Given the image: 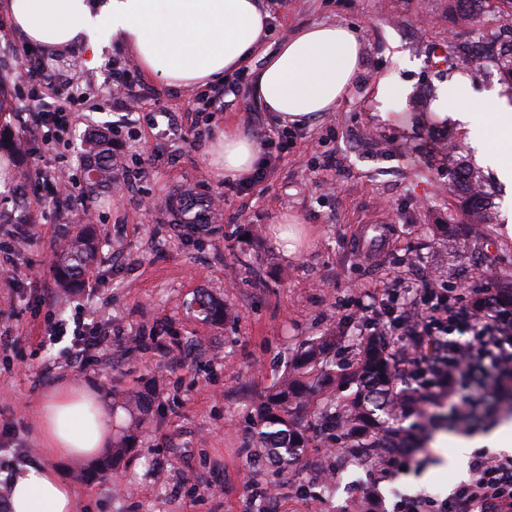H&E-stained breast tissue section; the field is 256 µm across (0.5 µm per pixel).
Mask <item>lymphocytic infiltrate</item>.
I'll return each instance as SVG.
<instances>
[{"instance_id": "lymphocytic-infiltrate-1", "label": "lymphocytic infiltrate", "mask_w": 512, "mask_h": 512, "mask_svg": "<svg viewBox=\"0 0 512 512\" xmlns=\"http://www.w3.org/2000/svg\"><path fill=\"white\" fill-rule=\"evenodd\" d=\"M78 100L45 83L29 109L39 154H46L68 125ZM362 312L375 314L377 330L396 337L399 368L420 404L447 402L458 421L475 403L512 397V313L493 304L461 306L450 289L436 282L415 287L389 284L366 290ZM470 477L448 497H399L392 512H512V456L474 452Z\"/></svg>"}]
</instances>
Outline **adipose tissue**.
<instances>
[{"mask_svg": "<svg viewBox=\"0 0 512 512\" xmlns=\"http://www.w3.org/2000/svg\"><path fill=\"white\" fill-rule=\"evenodd\" d=\"M26 41L47 50L79 47L94 57L103 38L120 40L150 77L174 89L223 81L225 74L254 67L252 95L263 110L284 125H303L333 111L360 72L361 43L352 29L333 24L304 27L268 48L269 14L261 0H5ZM435 117L461 124L469 135L492 127L501 147L512 148V107L465 103L448 82L434 104ZM226 177L251 175L259 142L240 130L219 140ZM47 464L18 469L11 482L8 512H75L69 482L52 467L60 458L88 461L112 439V413L99 392L64 383L48 393L36 415Z\"/></svg>", "mask_w": 512, "mask_h": 512, "instance_id": "adipose-tissue-1", "label": "adipose tissue"}]
</instances>
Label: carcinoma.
Masks as SVG:
<instances>
[{
	"label": "carcinoma",
	"instance_id": "carcinoma-1",
	"mask_svg": "<svg viewBox=\"0 0 512 512\" xmlns=\"http://www.w3.org/2000/svg\"><path fill=\"white\" fill-rule=\"evenodd\" d=\"M477 2L483 0H452V15L461 23H475L478 12L474 4ZM486 62L497 69L512 89V47L488 57ZM0 154L19 169L26 165L19 138L14 134L0 132ZM116 155L112 133L97 129L86 136L80 168L87 199L93 200L116 185L119 180L113 165ZM451 181L458 199L457 223L465 225L469 231L491 223V194L486 190L481 172L467 164L462 155L451 173ZM161 206L173 216L175 225L188 234L205 230L221 220L209 199L189 185L175 189L161 201ZM77 228L53 256L56 281L68 292L84 285L99 252L93 225L79 224ZM195 305L198 314L215 324L224 323L232 314V308L224 301L206 293L196 297ZM335 345L334 331L303 343L288 369L269 388L259 405L256 414L258 447L285 466L294 464L305 447V428L295 420V414L309 408L326 430L346 432L354 439L356 447L365 449L371 458L403 447L401 430L395 427L403 408L396 405L392 392L395 372L388 353L378 339L368 337L363 341L358 364L338 374L330 361ZM327 379L339 385L357 386L355 397L343 405L336 404L329 396L319 397L322 382Z\"/></svg>",
	"mask_w": 512,
	"mask_h": 512
}]
</instances>
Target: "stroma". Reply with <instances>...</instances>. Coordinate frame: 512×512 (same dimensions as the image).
Listing matches in <instances>:
<instances>
[{"label": "stroma", "instance_id": "obj_1", "mask_svg": "<svg viewBox=\"0 0 512 512\" xmlns=\"http://www.w3.org/2000/svg\"><path fill=\"white\" fill-rule=\"evenodd\" d=\"M316 23L356 31L362 71L335 111L292 129L261 183L244 192L225 186L214 153L226 129L256 137L274 126L251 97L252 70L241 75L240 98L221 110L209 106L210 89L181 92L146 76L139 112L115 134L126 169L93 202L100 253L91 289L61 291L52 260L65 216L48 196L31 209L33 239L11 255L19 275L11 285L0 281L1 481L43 461L34 412L46 393L73 381L112 402L128 393L150 402L134 447L112 469L102 467L106 450L91 462L57 461L76 492V512H361L374 467L340 463L327 433L304 413L309 441L298 461L286 468L254 454L256 409L307 339L336 333L337 368L355 362L374 332L357 313L365 287L414 282L422 268L445 287L484 296L512 285V186L485 170L495 203L487 238L452 223V147L469 137L431 117L452 73L444 51L511 34L512 0H493L475 26L450 25L448 0H284L269 43ZM34 58L43 78L81 94L72 125L45 159L79 178V137L117 120L110 76L132 56L108 38L92 67L75 48H38ZM380 78L412 92L378 106ZM36 90L31 81L0 79V127L26 129L14 104ZM383 110L392 119L380 120ZM197 182L224 197L219 233L182 236L168 213L142 207ZM286 214L299 223L294 257L273 233ZM201 292L234 305L235 319L203 321L191 306ZM76 317L106 336L83 364L71 358L70 337L46 335ZM508 416L512 407L481 405L469 426L443 420L426 431L420 416L406 415L400 426L410 460L375 482L382 500L450 493L469 477L467 464L452 463L457 439L482 436Z\"/></svg>", "mask_w": 512, "mask_h": 512}]
</instances>
